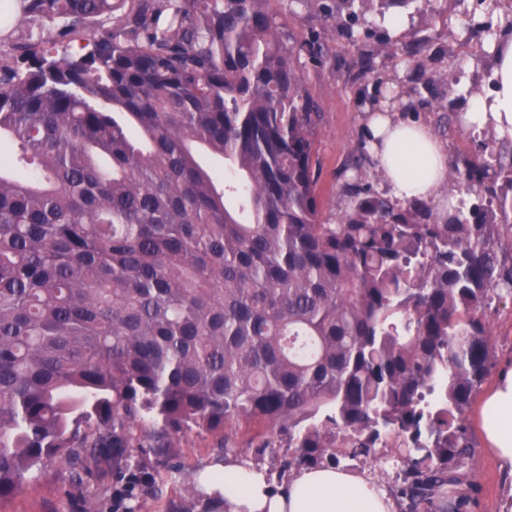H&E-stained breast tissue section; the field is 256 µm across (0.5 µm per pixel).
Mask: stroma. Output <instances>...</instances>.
<instances>
[{
	"label": "stroma",
	"instance_id": "35a3bbf8",
	"mask_svg": "<svg viewBox=\"0 0 512 512\" xmlns=\"http://www.w3.org/2000/svg\"><path fill=\"white\" fill-rule=\"evenodd\" d=\"M326 0H269L268 9L285 23L288 33L299 39L316 38L322 47L320 60L303 59L306 83L318 101L322 120L316 138L320 162L319 186L322 217L335 221L346 202L340 186L342 172L366 128L369 103L377 83L388 84L400 96L397 112L405 111L418 97L451 104L464 114L472 99L487 95L492 88L496 65L495 45L512 33V0H411L400 13L402 24L392 28L383 21L378 0H355L358 16L354 37H346L324 12ZM426 48L408 58L399 51L411 39ZM391 44L393 51L376 58L375 68L362 72L360 54L376 41ZM214 438L208 433H190L178 438L174 450L179 468H169L148 455L141 466L158 473L164 497L143 505L142 512H164V500L183 491L186 483L213 458ZM396 448L377 449L374 456L351 461L350 471L372 480L386 494L397 485V469H385V459H397ZM477 487L468 512H512V472L485 449L477 446L468 463ZM62 474L53 469L29 482L26 490L12 499L6 512H95L96 500L108 497V480L90 478L83 493L64 495Z\"/></svg>",
	"mask_w": 512,
	"mask_h": 512
}]
</instances>
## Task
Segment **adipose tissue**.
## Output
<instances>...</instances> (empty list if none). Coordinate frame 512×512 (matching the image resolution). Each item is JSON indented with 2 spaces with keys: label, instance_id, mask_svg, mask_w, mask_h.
<instances>
[{
  "label": "adipose tissue",
  "instance_id": "obj_1",
  "mask_svg": "<svg viewBox=\"0 0 512 512\" xmlns=\"http://www.w3.org/2000/svg\"><path fill=\"white\" fill-rule=\"evenodd\" d=\"M496 62L491 97H475L463 123L490 125L500 137L512 139V35L499 41ZM367 127L372 153L397 197L444 201L448 149L428 126L386 111L372 114ZM481 426L496 459L512 466V365L484 396ZM196 480L208 496L223 499L224 512H393L386 493L333 467L302 469L278 492L272 491L264 471L234 459L206 466Z\"/></svg>",
  "mask_w": 512,
  "mask_h": 512
}]
</instances>
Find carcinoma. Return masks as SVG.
I'll return each instance as SVG.
<instances>
[{
  "instance_id": "cac0c4a2",
  "label": "carcinoma",
  "mask_w": 512,
  "mask_h": 512,
  "mask_svg": "<svg viewBox=\"0 0 512 512\" xmlns=\"http://www.w3.org/2000/svg\"><path fill=\"white\" fill-rule=\"evenodd\" d=\"M65 23L0 54V507L35 471L66 493L112 473V512L162 496L135 454L216 438L283 472L369 456L389 434L401 512H467L466 413L512 299V158L449 166L443 217L363 178L364 132L322 220L321 113L268 0H15ZM355 0L329 17L349 30ZM224 160V181L199 154ZM154 421L143 430L145 420ZM165 512H218L214 499Z\"/></svg>"
}]
</instances>
